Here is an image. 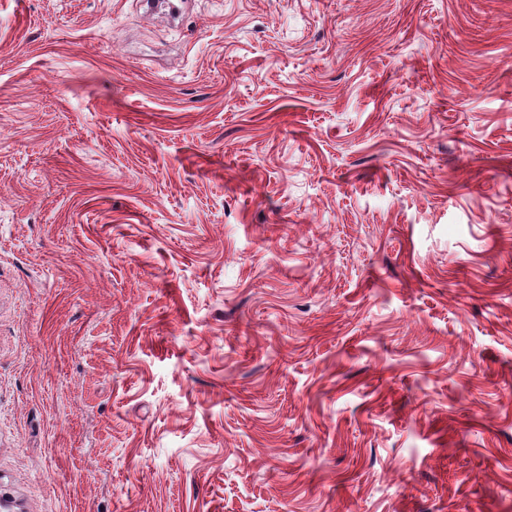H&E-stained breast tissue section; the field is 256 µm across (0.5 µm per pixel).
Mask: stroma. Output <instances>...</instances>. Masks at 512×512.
I'll return each instance as SVG.
<instances>
[{"instance_id": "1", "label": "stroma", "mask_w": 512, "mask_h": 512, "mask_svg": "<svg viewBox=\"0 0 512 512\" xmlns=\"http://www.w3.org/2000/svg\"><path fill=\"white\" fill-rule=\"evenodd\" d=\"M11 512H512V0H0Z\"/></svg>"}]
</instances>
